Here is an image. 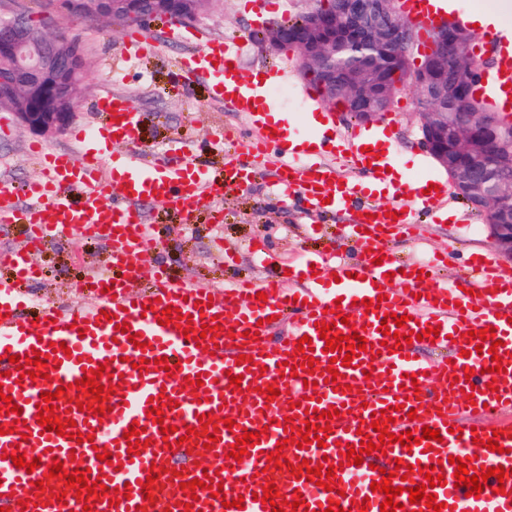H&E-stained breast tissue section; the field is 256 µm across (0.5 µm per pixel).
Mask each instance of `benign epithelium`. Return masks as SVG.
Masks as SVG:
<instances>
[{
	"instance_id": "1",
	"label": "benign epithelium",
	"mask_w": 512,
	"mask_h": 512,
	"mask_svg": "<svg viewBox=\"0 0 512 512\" xmlns=\"http://www.w3.org/2000/svg\"><path fill=\"white\" fill-rule=\"evenodd\" d=\"M54 12L67 16L77 23L85 18L112 21L115 13L139 14L145 25L155 21L175 24H197L207 11L200 10L192 0H84L66 9ZM306 12L310 16L308 36L297 41L282 35L261 44V48L274 54L292 55L304 63L320 57L325 50L326 38H336L344 33L376 37L386 34L390 25L398 27L391 38V45L398 46L409 32L405 24L393 21L392 11L377 0H338L336 11L325 14L316 7V0H308ZM435 42L443 47V54L433 55L420 66L422 70L437 67L448 58V29L436 27ZM0 59L6 64L5 79L0 81V105L12 106L15 119L32 132L59 134L75 116V100L81 92L80 76L87 64V53L80 48L79 34L70 30L49 33L32 26L25 14L13 13L0 16ZM346 84L341 74L327 69L318 72L319 92L330 105L342 111L362 106L360 122L364 124L381 120L390 111L395 94L383 97L377 110L370 111L357 92L348 91L342 97H330ZM421 145L443 168H448V129L436 124L438 113L422 112ZM456 151L476 155L477 159L491 157L496 167H512V138L495 136L480 140L470 126V113L458 112ZM449 179L456 193L485 194L490 172L482 165L455 166ZM493 218L486 220V227L497 252L512 260V180L503 184L499 200L489 201Z\"/></svg>"
}]
</instances>
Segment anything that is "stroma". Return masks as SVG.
<instances>
[{"label": "stroma", "mask_w": 512, "mask_h": 512, "mask_svg": "<svg viewBox=\"0 0 512 512\" xmlns=\"http://www.w3.org/2000/svg\"><path fill=\"white\" fill-rule=\"evenodd\" d=\"M301 9L298 0H215L199 25L151 24L148 32L159 43L154 53L131 51L130 29L114 30L102 20L79 23L76 30L90 44L91 54L73 121L62 133L42 136L18 124L8 110H0V176L40 179L43 171L32 146L75 150L79 132L104 124L105 116L96 106L106 89L128 98L140 112L145 150L166 149L165 162L172 165L179 157L178 146H186L207 162L211 177L223 179L225 157L245 151L261 126L231 103L210 97L206 82L186 80L184 60L206 41L215 40L236 50L244 78L287 68V78L268 89L267 98L274 100L275 110L287 116L298 135L313 132L310 116L319 113L330 119L333 144L322 160L335 165L341 178H356L344 155L356 136L367 132V125L334 116L304 77L296 57L265 52L251 37L253 31L295 16ZM384 121L394 139V165L416 178L447 180V172L419 144L421 117L411 89L402 90ZM277 177L275 169L258 167L249 184L225 189L223 196L203 202L189 218L161 203L148 205L147 221L164 244L161 257L171 281L230 288L239 281L280 275L283 268L310 254L333 251L356 256L357 247L348 236L352 211L317 216L315 230L306 232L304 202L277 197L272 191ZM432 209V215L419 217L423 224L419 238L395 231L390 248L398 261L418 260L433 251L449 252V266L437 280L450 283L470 259H496L487 229L480 227L479 217L460 197H452L447 206L433 203ZM111 261L109 250L77 231L62 242L46 244L38 258L42 279L29 288L34 304L46 300L83 304L78 284L91 270Z\"/></svg>", "instance_id": "35a3bbf8"}]
</instances>
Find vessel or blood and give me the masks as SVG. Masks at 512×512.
<instances>
[{"instance_id":"vessel-or-blood-1","label":"vessel or blood","mask_w":512,"mask_h":512,"mask_svg":"<svg viewBox=\"0 0 512 512\" xmlns=\"http://www.w3.org/2000/svg\"><path fill=\"white\" fill-rule=\"evenodd\" d=\"M457 0H406L411 14L431 21L458 15ZM486 48L496 65L485 72L480 89L492 95L499 106L512 110V40L491 34ZM234 56L223 43L206 42L191 56L187 78L210 80L215 98L233 102L238 111L251 112L255 100L254 84L246 82L233 68ZM97 107L109 116L107 125L82 137L79 153L38 148L45 176L20 183L0 179V223L25 224L29 227L27 248L0 254L13 272L9 281H0V391L22 407L21 423L0 410V507L9 512H83L74 489L65 488L63 478H53L48 467L59 460L67 472L87 470L88 481L100 482L106 492L97 500L93 512H272L270 503L258 501L263 486L276 484L280 499L304 498L296 512H326L331 501H339L344 512L359 511L357 503L368 500L364 512H380L385 500L382 493L371 491L372 482L383 472H392L397 463L413 465L408 479L393 478V486L410 488L424 483L423 472L442 464L444 478L435 487L441 512H512V268L492 261L476 259L471 274L459 285L440 287L435 283L433 264L400 262L390 256L389 235L396 227L414 228V210L406 208L398 218L386 215L385 206L372 202L356 180H338L335 166L313 161L310 150L296 151L290 144L295 135L287 123H280L275 133H262L251 142L248 156L273 160L279 170V183L287 193H297L316 214L353 210L359 228L362 255L357 260L340 259L335 263L338 279L327 282L322 270L326 258L302 263L288 277L244 288L184 287L171 282L163 269L154 272V283L143 287L139 271L131 267L134 259H154L161 241L148 229L145 208L159 202L189 215L205 195L218 193L216 182L205 176L198 156L186 152L175 165H145L139 137L140 114L126 97L110 92L98 98ZM374 155L363 142L351 149L353 165L365 178L385 182L386 170L372 164ZM120 186V196H113V186ZM78 230L104 241L112 251L113 268L92 271L87 276L95 291L90 302L78 307L45 303L33 307L28 292L18 286L36 280L37 255L49 237H61ZM488 287L489 307H476L467 289L474 283ZM265 300H258V292ZM374 309H366V302ZM180 310V323L160 325L156 314L164 307ZM37 317H30V310ZM405 317V328L422 332L438 329L435 345L447 349V358L426 362L416 356L413 345L404 343L396 352L383 351L380 330L384 315ZM348 316V323L338 322V315ZM287 323L284 337L272 334L268 316ZM276 321V322H277ZM333 323L336 335L359 334L366 340V350L353 357L350 366L338 369L337 380L348 385V392L328 385L330 359L342 360L344 351L327 354L326 342L316 324ZM216 324L203 345L184 336L182 329L191 325ZM127 332H119V325ZM493 326L496 339L502 340L508 353L503 373L492 375L490 341H483V353L477 345L466 342L465 332ZM138 334L145 349L135 348L131 334ZM310 337L317 363L314 369L303 367L296 355L297 342ZM65 350H57V343ZM39 351L47 355L48 378L22 377L12 367L9 355L21 358ZM166 358L159 366L157 358ZM149 360V369L139 366ZM295 366L296 376L286 373ZM106 367L107 376L100 383L112 387L113 394L103 400L107 412L94 415L79 409L80 399L72 385L85 372ZM472 380H465V373ZM241 377L242 390L234 392L230 376ZM201 378L200 387L186 386L189 378ZM495 389H488V382ZM64 388L56 402L60 419H73L85 442L42 431L37 422L40 395ZM278 389L269 399L265 388ZM472 390L473 400H465L464 390ZM162 409L163 423L147 417L150 407ZM338 408L332 418L331 433L323 444L297 446L285 439L286 417H294L298 427L318 424V413ZM415 418H408V409ZM391 411V433L411 431L418 442L411 448L400 444L386 451H373L368 462L351 465L345 452L348 445L359 444L362 434L371 433L372 415ZM468 413L495 417L494 426L464 429ZM207 415V425L219 435L213 448H206V434L188 435V428L198 426L200 415ZM232 418V428H225V418ZM142 428L138 440L145 446L139 454L128 452L124 437L132 423ZM176 426V433H162V426ZM438 430L442 440L424 439V428ZM256 433L240 463H230L228 454L243 432ZM497 439L503 453L490 451L484 442ZM285 441L284 456L293 465L326 459L337 466L339 491H326L307 478H296L289 471L270 467L267 454ZM36 451L40 467L33 473L16 467L13 454ZM110 454V462H101V454ZM471 456L476 469L503 467L504 478H488L479 498L467 496L456 486V467L448 456ZM155 481H148L149 472ZM204 479L197 500H189L183 485ZM43 488H36V481ZM151 492H143L144 483ZM222 486V497H211L210 489ZM64 489L66 497L57 500L54 490ZM129 489L130 498L113 504L115 490ZM406 493L397 497L403 512H430L425 504L413 505ZM243 498V508L224 507L223 499ZM28 509H21V501Z\"/></svg>"}]
</instances>
